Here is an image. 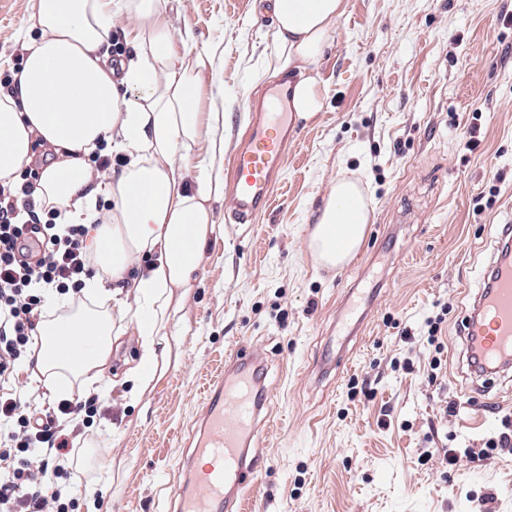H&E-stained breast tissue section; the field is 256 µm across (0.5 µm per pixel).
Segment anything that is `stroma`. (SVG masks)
I'll return each instance as SVG.
<instances>
[{
  "instance_id": "obj_1",
  "label": "stroma",
  "mask_w": 512,
  "mask_h": 512,
  "mask_svg": "<svg viewBox=\"0 0 512 512\" xmlns=\"http://www.w3.org/2000/svg\"><path fill=\"white\" fill-rule=\"evenodd\" d=\"M37 2L0 0V74L38 37ZM346 2L315 70L322 109L297 119L272 206L240 225L215 204L223 233L167 327L177 360L139 403L122 387L139 338L113 344L117 386L75 457L86 487L70 512H168L205 382L240 347L264 356L273 401L256 512H512V452L452 470L419 461L483 448L512 415V373L473 382L459 337L496 227L512 224V0ZM168 22L174 42L209 57L229 177L249 101L274 80L275 20L257 0H174ZM342 177L362 188L369 222L357 256L328 270L309 235ZM348 301L365 320L342 347ZM439 313L434 370L425 320ZM464 401L486 426L444 416Z\"/></svg>"
}]
</instances>
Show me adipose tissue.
Returning <instances> with one entry per match:
<instances>
[{
	"mask_svg": "<svg viewBox=\"0 0 512 512\" xmlns=\"http://www.w3.org/2000/svg\"><path fill=\"white\" fill-rule=\"evenodd\" d=\"M276 72L296 73L294 110L320 111L316 66L343 15L345 0H272ZM125 14L135 31L132 56L111 66L101 48L111 20ZM39 30L11 92L0 94V181H15L42 148L38 208H59L70 224H94L97 198L111 201L91 248L98 273L74 308L50 292L58 318L38 324L39 350L29 366L35 387L71 399L107 395L106 367L117 336L112 303L135 298L129 318L141 357L127 374L131 400H142L169 369L167 324L182 308L217 227L211 200L224 194L213 163L224 153L216 130L224 115L205 112L206 60L187 62L171 43L162 0H38ZM127 159L106 184L92 183L90 159L101 144ZM368 209L355 183L333 185L310 236L324 266L339 268L359 251Z\"/></svg>",
	"mask_w": 512,
	"mask_h": 512,
	"instance_id": "obj_1",
	"label": "adipose tissue"
}]
</instances>
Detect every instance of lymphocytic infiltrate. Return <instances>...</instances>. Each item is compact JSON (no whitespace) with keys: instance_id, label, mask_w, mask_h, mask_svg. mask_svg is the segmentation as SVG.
<instances>
[{"instance_id":"lymphocytic-infiltrate-1","label":"lymphocytic infiltrate","mask_w":512,"mask_h":512,"mask_svg":"<svg viewBox=\"0 0 512 512\" xmlns=\"http://www.w3.org/2000/svg\"><path fill=\"white\" fill-rule=\"evenodd\" d=\"M38 188L33 170L21 183H0V512H68L77 484H60L59 460L75 452V439L90 426L78 400L37 413L27 387L24 364L46 316V290L80 292L96 272L87 225L57 223L53 209L38 212ZM38 231L46 246L32 260L24 242Z\"/></svg>"}]
</instances>
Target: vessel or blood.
Returning a JSON list of instances; mask_svg holds the SVG:
<instances>
[{"label": "vessel or blood", "mask_w": 512, "mask_h": 512, "mask_svg": "<svg viewBox=\"0 0 512 512\" xmlns=\"http://www.w3.org/2000/svg\"><path fill=\"white\" fill-rule=\"evenodd\" d=\"M292 93L288 80H278L253 109L233 158L230 222L251 223L272 205L288 149L298 137ZM491 269V286L475 293L465 331L474 340L476 372L512 362V259L493 254ZM257 359L254 352L232 355L211 377L183 462L184 481L172 493L174 512H250L254 485L243 477L260 475V436L271 408L267 392L254 385Z\"/></svg>", "instance_id": "vessel-or-blood-1"}]
</instances>
